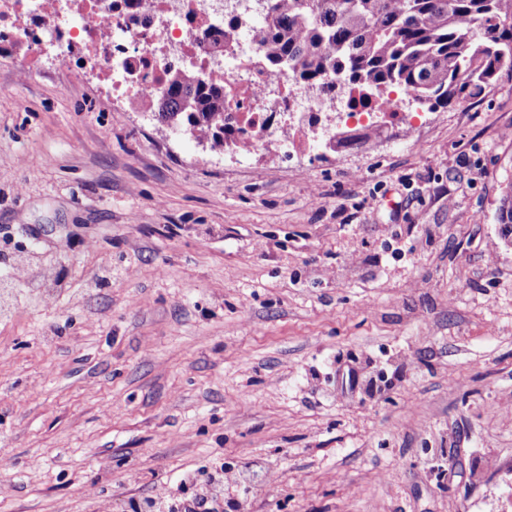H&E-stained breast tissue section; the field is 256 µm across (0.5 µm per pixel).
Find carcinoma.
Instances as JSON below:
<instances>
[{"label":"carcinoma","mask_w":512,"mask_h":512,"mask_svg":"<svg viewBox=\"0 0 512 512\" xmlns=\"http://www.w3.org/2000/svg\"><path fill=\"white\" fill-rule=\"evenodd\" d=\"M257 37L270 63L328 100L339 77L377 97L409 93L435 112L512 75V0H273ZM156 109L159 122L214 153L233 145L224 88L198 73L170 72ZM497 221L511 238L512 183Z\"/></svg>","instance_id":"obj_1"}]
</instances>
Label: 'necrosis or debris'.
Returning <instances> with one entry per match:
<instances>
[{
	"label": "necrosis or debris",
	"instance_id": "4bbe7bcc",
	"mask_svg": "<svg viewBox=\"0 0 512 512\" xmlns=\"http://www.w3.org/2000/svg\"><path fill=\"white\" fill-rule=\"evenodd\" d=\"M204 0H0V40L20 36L18 20L36 28L25 36L21 63L36 67L44 40L57 48L56 61L73 56L92 62L126 107L152 116L154 101L174 68L201 73L223 86L224 122L233 130L235 152L287 154L290 146L322 113L334 111L346 130L377 128L397 117L407 129L416 123L409 113H394L392 98L363 100L357 90L324 103L320 96L294 84L285 73L266 68L254 25H241L224 37V55L215 58L210 43L214 21ZM287 114L273 129L271 118Z\"/></svg>",
	"mask_w": 512,
	"mask_h": 512
}]
</instances>
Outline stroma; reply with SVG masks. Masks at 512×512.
Here are the masks:
<instances>
[{
  "label": "stroma",
  "mask_w": 512,
  "mask_h": 512,
  "mask_svg": "<svg viewBox=\"0 0 512 512\" xmlns=\"http://www.w3.org/2000/svg\"><path fill=\"white\" fill-rule=\"evenodd\" d=\"M512 79L248 160L0 47V512H512ZM180 512H222L219 501L209 491L186 496L179 501Z\"/></svg>",
  "instance_id": "1"
}]
</instances>
